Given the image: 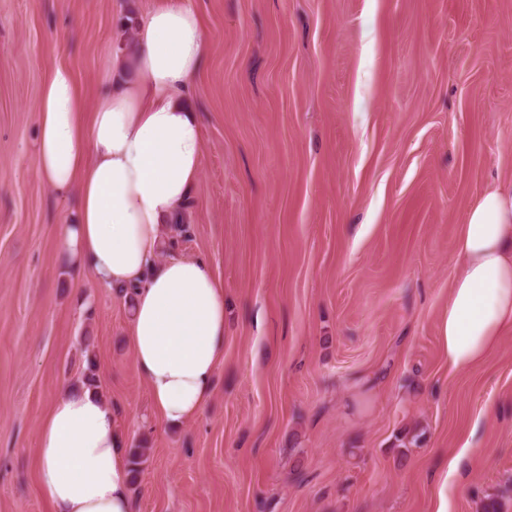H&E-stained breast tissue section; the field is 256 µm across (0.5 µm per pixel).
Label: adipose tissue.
Listing matches in <instances>:
<instances>
[{
  "label": "adipose tissue",
  "mask_w": 512,
  "mask_h": 512,
  "mask_svg": "<svg viewBox=\"0 0 512 512\" xmlns=\"http://www.w3.org/2000/svg\"><path fill=\"white\" fill-rule=\"evenodd\" d=\"M208 49L189 0L139 2L133 38L123 58H106L92 112L65 66L35 107V171L77 202L57 254L130 300L136 366L173 427L202 413L224 358V287L206 260L172 253L166 237L201 171L202 118L189 89ZM456 251L444 323L452 370L480 361L512 329V186L481 197ZM36 453L51 512H134L126 440L100 389L66 385L39 426Z\"/></svg>",
  "instance_id": "obj_1"
}]
</instances>
